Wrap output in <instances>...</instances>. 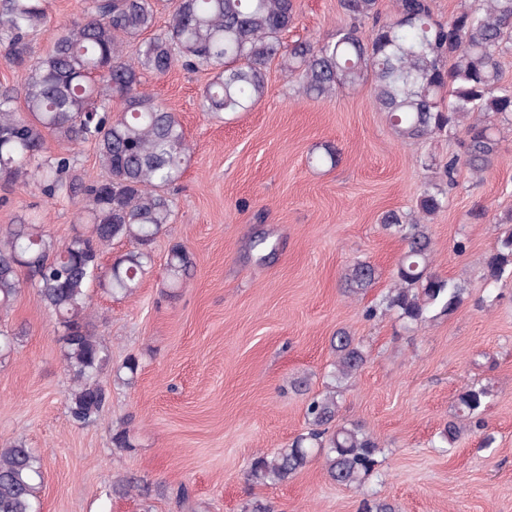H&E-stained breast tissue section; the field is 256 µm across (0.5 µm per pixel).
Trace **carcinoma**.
Instances as JSON below:
<instances>
[{"mask_svg": "<svg viewBox=\"0 0 512 512\" xmlns=\"http://www.w3.org/2000/svg\"><path fill=\"white\" fill-rule=\"evenodd\" d=\"M349 22L328 41L287 44L282 33L295 21V0H83L77 18L57 27L47 49L33 54L31 36L47 20L46 0H0V56L27 77L20 94L0 89V182L36 187L49 199L78 201L84 231L60 243L43 226L24 219L0 235V311L21 293L27 275L39 303L62 330L63 359L73 381L66 396L72 421L95 423L108 399L96 374L108 360L90 329L92 288L130 295L153 261L152 245L174 210L169 190L181 178L190 153L184 128L144 87L147 74L175 66L213 73L202 108L211 114L252 110L264 97L267 71L277 61L306 98L328 97L339 88L369 80L376 107L399 137L461 138L464 151L444 164L445 187H426L418 217L390 211L383 228L405 242L395 285L366 310L392 312L420 325L434 311L451 314L466 288L430 272L433 244L426 221L445 205L461 165L481 173L499 152L491 120L512 125V85L503 82L501 54L512 49V0L464 3L441 21L430 0H395L382 16L379 0H340ZM167 28L154 31L160 11ZM121 109L112 113V102ZM69 150L52 152L47 137ZM92 144L107 173L96 182L74 174L72 149ZM495 250L483 260L490 287L512 277V217ZM115 240L131 248L110 267L104 249ZM191 254L171 248L166 278L176 287L190 276ZM350 292L372 287L375 268L357 262L347 269ZM332 378L356 374L366 357L345 331L332 338ZM491 393L472 385L457 395L454 419L439 431L453 446L468 429H486ZM336 386L306 406L309 428L288 447L260 453L248 480L262 485L288 482L314 458L324 459L329 478L349 489L362 487L377 465L380 444L360 423L336 426ZM40 455L21 442L0 448V512H37L43 486Z\"/></svg>", "mask_w": 512, "mask_h": 512, "instance_id": "cac0c4a2", "label": "carcinoma"}]
</instances>
